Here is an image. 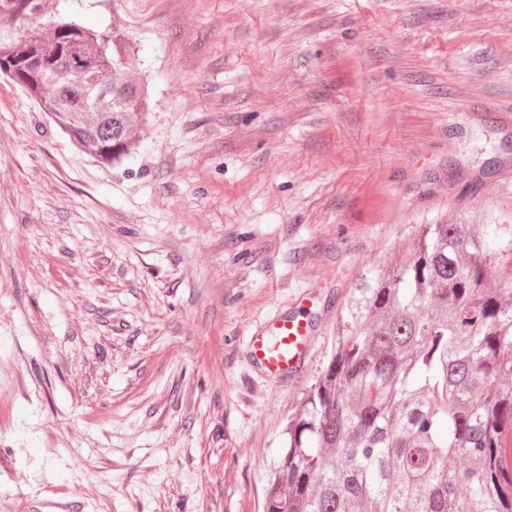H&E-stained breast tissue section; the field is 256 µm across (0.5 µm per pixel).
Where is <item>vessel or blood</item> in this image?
I'll return each mask as SVG.
<instances>
[{
    "label": "vessel or blood",
    "instance_id": "b4317fda",
    "mask_svg": "<svg viewBox=\"0 0 512 512\" xmlns=\"http://www.w3.org/2000/svg\"><path fill=\"white\" fill-rule=\"evenodd\" d=\"M312 334L313 325L304 316L279 314L251 334L249 356L266 376L294 377L303 365Z\"/></svg>",
    "mask_w": 512,
    "mask_h": 512
}]
</instances>
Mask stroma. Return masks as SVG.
Listing matches in <instances>:
<instances>
[{
    "label": "stroma",
    "instance_id": "35a3bbf8",
    "mask_svg": "<svg viewBox=\"0 0 512 512\" xmlns=\"http://www.w3.org/2000/svg\"><path fill=\"white\" fill-rule=\"evenodd\" d=\"M127 41L107 166L0 76V512H262L336 312L417 224H512V0H60ZM309 309L301 376L251 330Z\"/></svg>",
    "mask_w": 512,
    "mask_h": 512
}]
</instances>
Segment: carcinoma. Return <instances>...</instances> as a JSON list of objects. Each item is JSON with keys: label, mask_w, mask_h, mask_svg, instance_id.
<instances>
[{"label": "carcinoma", "mask_w": 512, "mask_h": 512, "mask_svg": "<svg viewBox=\"0 0 512 512\" xmlns=\"http://www.w3.org/2000/svg\"><path fill=\"white\" fill-rule=\"evenodd\" d=\"M124 37L0 0V73L104 163L136 146ZM512 224H418L360 275L288 420L263 512H512Z\"/></svg>", "instance_id": "cac0c4a2"}]
</instances>
